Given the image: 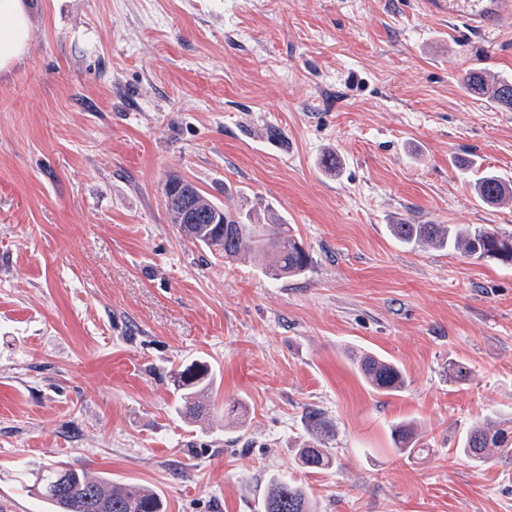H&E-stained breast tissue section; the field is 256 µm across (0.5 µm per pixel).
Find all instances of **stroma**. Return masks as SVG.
I'll return each instance as SVG.
<instances>
[{
  "instance_id": "obj_1",
  "label": "stroma",
  "mask_w": 512,
  "mask_h": 512,
  "mask_svg": "<svg viewBox=\"0 0 512 512\" xmlns=\"http://www.w3.org/2000/svg\"><path fill=\"white\" fill-rule=\"evenodd\" d=\"M27 5L0 78V512H49L18 474L58 460L166 512H262L273 477L317 512H512V464L456 453L476 415L512 410V268L389 231L512 233V201L476 192L487 172L512 187V110L462 85L512 78V16L483 36L417 0ZM172 174L292 225L310 268L274 280L193 244ZM366 352L406 388L371 392ZM197 358L217 408L190 423L169 375ZM311 408L327 471L296 462ZM402 422L429 454L396 451Z\"/></svg>"
}]
</instances>
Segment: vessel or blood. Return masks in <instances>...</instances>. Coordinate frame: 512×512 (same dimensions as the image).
I'll list each match as a JSON object with an SVG mask.
<instances>
[{"instance_id": "obj_1", "label": "vessel or blood", "mask_w": 512, "mask_h": 512, "mask_svg": "<svg viewBox=\"0 0 512 512\" xmlns=\"http://www.w3.org/2000/svg\"><path fill=\"white\" fill-rule=\"evenodd\" d=\"M426 11L462 21L475 33L486 35L500 29L512 15V0H422Z\"/></svg>"}]
</instances>
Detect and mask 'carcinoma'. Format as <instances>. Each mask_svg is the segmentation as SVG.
<instances>
[{
  "label": "carcinoma",
  "mask_w": 512,
  "mask_h": 512,
  "mask_svg": "<svg viewBox=\"0 0 512 512\" xmlns=\"http://www.w3.org/2000/svg\"><path fill=\"white\" fill-rule=\"evenodd\" d=\"M464 85L512 109V78L491 81L481 72H471ZM477 191L484 202L504 200V182L496 174L481 177ZM164 195L172 223L179 231L192 243L222 254L226 260L244 253L265 257L267 273L273 280L298 276L310 265L305 244L284 224H244L195 184L175 174L166 181ZM390 233L405 246H428L512 266V235L487 225L461 230L449 224L403 222L390 225ZM357 370L376 394L391 395L405 386L401 368L384 356L361 355ZM212 384L213 373L206 362L195 360L179 365L172 374L173 391L179 399L176 413L195 420L209 414L206 398ZM305 419L308 437L297 449L298 463L308 470H327L335 463L329 447L332 434L328 422L316 409L306 412ZM392 438L401 450L425 451L407 425L395 426ZM458 452L476 464L492 459L512 464V417L487 415L476 420L463 436ZM32 475L30 490L49 505L50 512H166L162 498L153 489L136 483L114 484L69 462L45 466ZM263 512H314V507L306 487L273 477L268 481Z\"/></svg>",
  "instance_id": "cac0c4a2"
}]
</instances>
